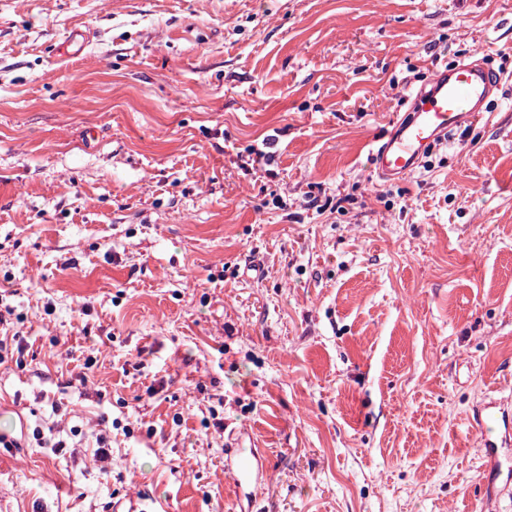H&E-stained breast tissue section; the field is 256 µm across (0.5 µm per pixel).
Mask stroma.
<instances>
[{"mask_svg": "<svg viewBox=\"0 0 512 512\" xmlns=\"http://www.w3.org/2000/svg\"><path fill=\"white\" fill-rule=\"evenodd\" d=\"M477 55L484 116L379 178ZM14 334L0 512H512L469 425L512 407V0H0ZM501 87L484 59L457 63L437 73L430 88L410 100L407 117L371 153L373 166L386 179L413 174L425 152L438 140L486 110Z\"/></svg>", "mask_w": 512, "mask_h": 512, "instance_id": "35a3bbf8", "label": "stroma"}]
</instances>
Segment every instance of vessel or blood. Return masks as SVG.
<instances>
[{"label":"vessel or blood","instance_id":"1","mask_svg":"<svg viewBox=\"0 0 512 512\" xmlns=\"http://www.w3.org/2000/svg\"><path fill=\"white\" fill-rule=\"evenodd\" d=\"M500 87V79L481 59L438 72L429 88L411 98L407 117L372 151L378 175L395 179L413 174L426 151L475 113L485 111ZM475 423L487 449L496 447L499 435L512 431V417L493 401L482 408Z\"/></svg>","mask_w":512,"mask_h":512}]
</instances>
